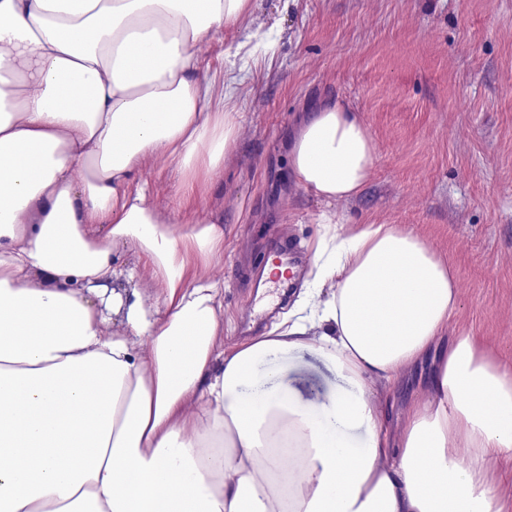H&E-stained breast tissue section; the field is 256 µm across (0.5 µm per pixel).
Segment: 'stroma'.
Masks as SVG:
<instances>
[{
    "instance_id": "stroma-1",
    "label": "stroma",
    "mask_w": 512,
    "mask_h": 512,
    "mask_svg": "<svg viewBox=\"0 0 512 512\" xmlns=\"http://www.w3.org/2000/svg\"><path fill=\"white\" fill-rule=\"evenodd\" d=\"M239 48L248 74L231 106L241 136L218 176L186 182L177 165L146 170L167 214L224 220V346L269 330L313 278L312 265L261 297L250 270L297 242L314 252L323 215L344 232L412 229L457 272L460 303L446 336L470 335L512 371V0H254L243 26L202 47L216 87ZM341 100L370 132L376 162L361 193L328 201L299 185L288 154L300 118ZM280 380L323 397L340 379L309 350L277 353ZM424 357L381 407L391 443L408 411L430 398Z\"/></svg>"
}]
</instances>
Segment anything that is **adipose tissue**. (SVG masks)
<instances>
[{"label": "adipose tissue", "mask_w": 512, "mask_h": 512, "mask_svg": "<svg viewBox=\"0 0 512 512\" xmlns=\"http://www.w3.org/2000/svg\"><path fill=\"white\" fill-rule=\"evenodd\" d=\"M251 9L0 0V512H504L487 466L512 453V372L475 337L440 356L399 447L369 390L395 388L459 304L456 271L413 230L324 219L327 296L225 349L208 272L223 222L163 216L142 174L223 167L238 79L215 94L198 51ZM375 161L338 101L289 154L297 183L334 201ZM125 250L145 264L121 267ZM295 349L340 384L309 400L278 381L271 356Z\"/></svg>", "instance_id": "1"}]
</instances>
